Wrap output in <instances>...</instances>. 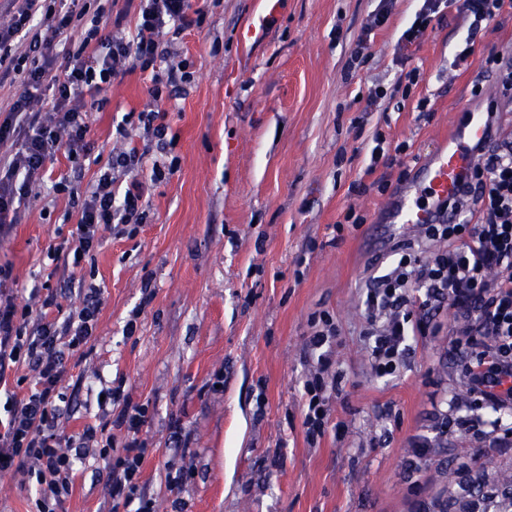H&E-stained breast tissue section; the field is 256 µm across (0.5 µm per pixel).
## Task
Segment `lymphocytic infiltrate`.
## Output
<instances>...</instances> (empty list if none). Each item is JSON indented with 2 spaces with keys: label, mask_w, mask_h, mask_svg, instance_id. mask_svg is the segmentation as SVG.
Instances as JSON below:
<instances>
[{
  "label": "lymphocytic infiltrate",
  "mask_w": 512,
  "mask_h": 512,
  "mask_svg": "<svg viewBox=\"0 0 512 512\" xmlns=\"http://www.w3.org/2000/svg\"><path fill=\"white\" fill-rule=\"evenodd\" d=\"M80 0H17L12 19L0 27V67L12 63L21 72V87L8 97L0 121V144H15L14 154L0 156V228L18 221L17 201L28 195L47 160L58 151L77 159L88 152L90 126L85 100L106 91L112 82L136 70H152V93L188 82L183 68L154 72L163 57L159 37L201 27L204 7L191 0H146L136 33L110 32L112 19L104 10L87 12ZM456 8L478 33L484 22L512 13V0H423L400 40L418 44L433 21ZM24 41L26 53L11 58L12 42ZM166 148L169 128L164 110L140 112L118 123L116 137L125 148L113 155L112 168L126 180L102 175L85 192L55 184L77 207L72 241L54 246L50 256L57 270L77 284L76 306L61 310L55 293L18 306L6 288L10 269L0 267V383L6 375L28 367L34 373L24 397L8 394L0 417V473L16 472L36 482L35 512H58L72 493L70 474L77 455L73 438L58 434L65 414L57 386L65 373L64 351L87 345L103 305L101 291L84 287L83 261L93 259L101 230L136 233L148 214L146 193L173 175L176 162L145 166L146 150L133 139L134 126ZM479 164L461 179L456 196L442 208L448 220L425 225L420 240L398 247L396 262L369 281L362 304L364 332L373 340L371 365L376 376L399 372L412 336L424 334L434 313L449 307L462 327L454 342L465 350L463 377L467 397L448 415L446 427L468 434L488 430L496 447H512V136L490 128L488 139L475 147ZM307 342L308 372L303 382V428L309 445L326 432L331 400L341 378L336 369L338 327L326 313L312 317ZM112 433L86 426L80 440L95 442L107 460L113 499L154 512L140 494L142 465L147 454L141 433L150 421L145 404H120ZM123 431L115 441L114 431Z\"/></svg>",
  "instance_id": "f902f5d3"
}]
</instances>
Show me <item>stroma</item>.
<instances>
[{
  "instance_id": "35a3bbf8",
  "label": "stroma",
  "mask_w": 512,
  "mask_h": 512,
  "mask_svg": "<svg viewBox=\"0 0 512 512\" xmlns=\"http://www.w3.org/2000/svg\"><path fill=\"white\" fill-rule=\"evenodd\" d=\"M214 0L201 27L166 43L186 60L185 94L160 101L150 72L115 81L89 114L93 155L82 159V183L107 171L115 125L129 112L170 114V156L178 167L151 187L148 219L132 237L101 234L86 280L103 306L91 346L67 353L60 392L72 404L62 435L102 421L94 396L118 386L131 403H149L142 438L148 455L142 486L156 512H500V474L512 472V447L488 435L443 434L439 426L466 387L451 349L455 322L441 311L438 335L411 343L399 374L377 378L362 331L370 274L395 258L398 242L417 229L386 223V210L426 157L463 120V110L499 87L484 61L512 48V15L495 18L459 67L468 22L456 10L430 31L409 59L398 39L421 0H397L370 35L372 55L346 62L380 0ZM420 77L409 99L372 107L375 86L391 89L411 69ZM429 110L419 113V99ZM404 144L406 167L366 173L374 133ZM73 176L64 154L47 162L41 198L20 224L0 236V264L11 268L19 302L29 287L64 286L49 246L69 238L77 210L51 186ZM368 184L355 196L353 181ZM386 184L378 192V184ZM359 227L333 229L347 208ZM154 296L142 304V285ZM144 312L133 335L124 325ZM336 321V359L344 374L328 428L310 447L302 427L308 319ZM221 390H212L215 378ZM181 420L184 448L171 447L168 425ZM428 437L429 457L410 467L412 443ZM482 475V492L462 495L461 465ZM189 477L173 487L169 474ZM111 477L88 448L77 462L63 512H128L110 495ZM36 487L0 473V512H31Z\"/></svg>"
}]
</instances>
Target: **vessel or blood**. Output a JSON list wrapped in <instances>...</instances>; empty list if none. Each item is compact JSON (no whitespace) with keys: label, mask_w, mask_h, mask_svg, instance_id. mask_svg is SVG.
Wrapping results in <instances>:
<instances>
[{"label":"vessel or blood","mask_w":512,"mask_h":512,"mask_svg":"<svg viewBox=\"0 0 512 512\" xmlns=\"http://www.w3.org/2000/svg\"><path fill=\"white\" fill-rule=\"evenodd\" d=\"M488 134L483 113H469L452 146L420 165L413 187L393 207L394 223L418 226L445 220L440 205L456 194L462 175L477 162L473 145L486 141Z\"/></svg>","instance_id":"b4317fda"}]
</instances>
